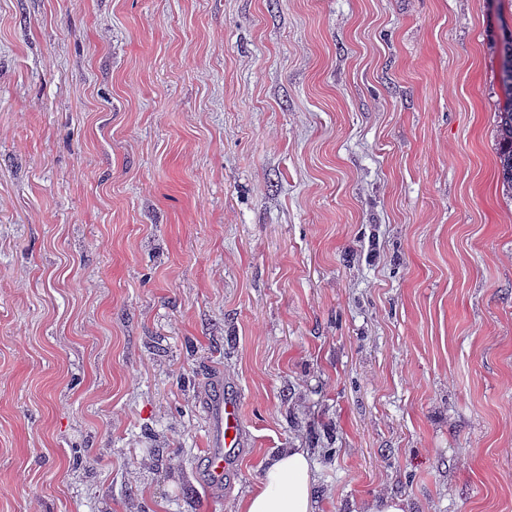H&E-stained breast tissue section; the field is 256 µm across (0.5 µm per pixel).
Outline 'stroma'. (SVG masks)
Returning a JSON list of instances; mask_svg holds the SVG:
<instances>
[{
	"mask_svg": "<svg viewBox=\"0 0 512 512\" xmlns=\"http://www.w3.org/2000/svg\"><path fill=\"white\" fill-rule=\"evenodd\" d=\"M512 0H0V512H512ZM247 451L202 479L214 382ZM499 66L497 80L503 100L496 112L497 132V177L503 189L512 198V30L502 28V37L497 47ZM315 473L304 448H285L262 465L258 491L238 512H317ZM353 512H408V507L401 498L380 495L361 504L358 510Z\"/></svg>",
	"mask_w": 512,
	"mask_h": 512,
	"instance_id": "stroma-1",
	"label": "stroma"
}]
</instances>
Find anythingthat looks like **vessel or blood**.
Wrapping results in <instances>:
<instances>
[{
	"label": "vessel or blood",
	"instance_id": "b4317fda",
	"mask_svg": "<svg viewBox=\"0 0 512 512\" xmlns=\"http://www.w3.org/2000/svg\"><path fill=\"white\" fill-rule=\"evenodd\" d=\"M210 429L204 476L215 488L223 487L243 450L241 400L237 394L215 388L209 403Z\"/></svg>",
	"mask_w": 512,
	"mask_h": 512
}]
</instances>
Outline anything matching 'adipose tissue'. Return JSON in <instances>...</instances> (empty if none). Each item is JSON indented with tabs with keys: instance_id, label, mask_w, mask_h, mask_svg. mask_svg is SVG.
<instances>
[{
	"instance_id": "1",
	"label": "adipose tissue",
	"mask_w": 512,
	"mask_h": 512,
	"mask_svg": "<svg viewBox=\"0 0 512 512\" xmlns=\"http://www.w3.org/2000/svg\"><path fill=\"white\" fill-rule=\"evenodd\" d=\"M315 483L305 449L281 450L263 464L258 491L244 498L238 512H316Z\"/></svg>"
}]
</instances>
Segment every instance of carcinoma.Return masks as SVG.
Returning a JSON list of instances; mask_svg holds the SVG:
<instances>
[{
	"mask_svg": "<svg viewBox=\"0 0 512 512\" xmlns=\"http://www.w3.org/2000/svg\"><path fill=\"white\" fill-rule=\"evenodd\" d=\"M499 66L497 80L503 100L499 103L497 118V175L502 187L512 194V30L502 29L497 47Z\"/></svg>",
	"mask_w": 512,
	"mask_h": 512,
	"instance_id": "1",
	"label": "carcinoma"
}]
</instances>
